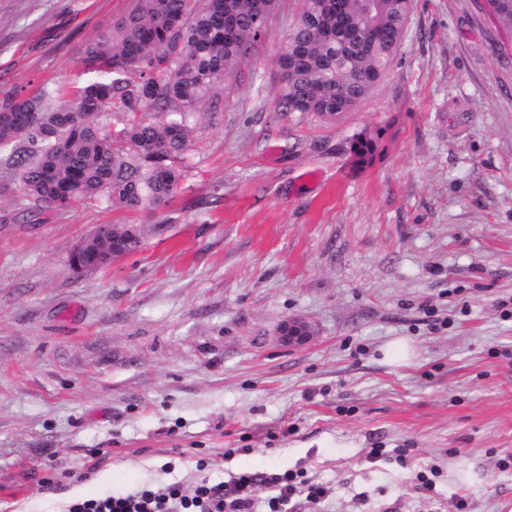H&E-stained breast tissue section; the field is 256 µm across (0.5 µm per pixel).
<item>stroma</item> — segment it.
Returning <instances> with one entry per match:
<instances>
[{"label": "stroma", "instance_id": "stroma-1", "mask_svg": "<svg viewBox=\"0 0 512 512\" xmlns=\"http://www.w3.org/2000/svg\"><path fill=\"white\" fill-rule=\"evenodd\" d=\"M133 4L0 0V101L68 95ZM301 7L195 122L164 210L0 194V512L296 470L331 492L288 512H512V54L473 0H416L369 98L303 120L277 64ZM99 224L143 244L76 275ZM290 317L310 344L277 343ZM382 132L378 129L374 133L361 134L351 143L350 155L355 166L364 167L373 163Z\"/></svg>", "mask_w": 512, "mask_h": 512}]
</instances>
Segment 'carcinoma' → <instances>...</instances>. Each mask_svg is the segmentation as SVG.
I'll return each instance as SVG.
<instances>
[{
	"label": "carcinoma",
	"mask_w": 512,
	"mask_h": 512,
	"mask_svg": "<svg viewBox=\"0 0 512 512\" xmlns=\"http://www.w3.org/2000/svg\"><path fill=\"white\" fill-rule=\"evenodd\" d=\"M304 0L278 56L281 100L300 117L326 121L355 111L400 51L414 0ZM275 0H135L113 33L80 59L91 78L69 101L44 89L0 104V190L19 186L33 209L65 208L103 195L119 208L167 207L192 166L190 119L247 60L262 37L241 30L272 16ZM480 10L512 48V0H483ZM122 114L117 137L102 131L110 107ZM382 130L351 143L354 165L373 163ZM130 225L109 248L138 250Z\"/></svg>",
	"instance_id": "obj_1"
}]
</instances>
